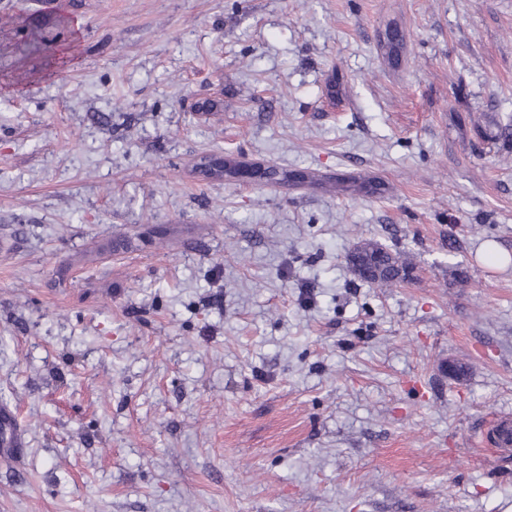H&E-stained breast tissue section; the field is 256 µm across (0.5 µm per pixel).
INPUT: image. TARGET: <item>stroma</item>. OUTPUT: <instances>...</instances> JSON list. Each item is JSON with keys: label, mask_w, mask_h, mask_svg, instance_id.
<instances>
[{"label": "stroma", "mask_w": 512, "mask_h": 512, "mask_svg": "<svg viewBox=\"0 0 512 512\" xmlns=\"http://www.w3.org/2000/svg\"><path fill=\"white\" fill-rule=\"evenodd\" d=\"M511 118L512 0H0V512H512ZM278 169L288 171L289 174L304 172V170L301 169ZM273 171L274 170H272L270 167L255 166L249 164H236L231 162V159L221 156L218 158L210 159L208 164L201 165L197 172L201 177H204V174H219L222 176L224 181L251 184H272L276 186L287 187L300 184L305 182L307 179L298 180L293 175H288V173L282 176L280 171L275 172L274 175H270V173ZM358 249L354 274L361 282L380 287L414 279L415 266L402 260L399 253L392 252L386 246L366 243L359 245ZM484 441L498 452L512 451V419L508 416L493 418L487 426Z\"/></svg>", "instance_id": "35a3bbf8"}]
</instances>
